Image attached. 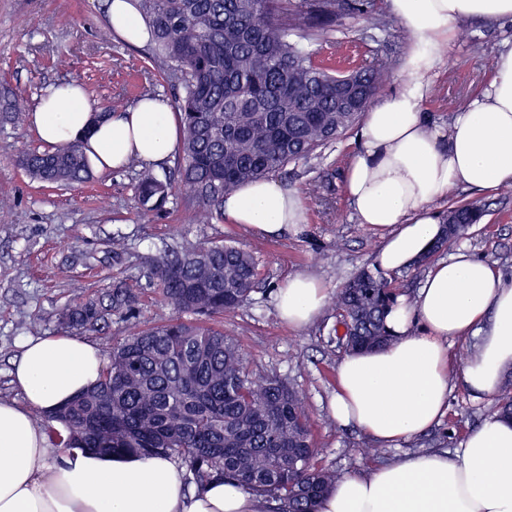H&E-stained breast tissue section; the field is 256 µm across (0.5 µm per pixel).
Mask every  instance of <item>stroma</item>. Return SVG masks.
<instances>
[{"label":"stroma","instance_id":"35a3bbf8","mask_svg":"<svg viewBox=\"0 0 512 512\" xmlns=\"http://www.w3.org/2000/svg\"><path fill=\"white\" fill-rule=\"evenodd\" d=\"M385 29L365 20L343 18L332 42L319 45L321 57L347 71L381 61L382 93L396 90L407 74L410 43L396 19L382 12ZM105 0H0V88L15 92L34 109L54 85L76 81L93 106L112 105L123 112L143 95L171 97V81L152 57L150 47L133 46L120 37L102 41L107 29ZM512 45V23L465 20L454 27L447 53L431 78L432 92L421 110L444 128L456 112L478 97L492 77L498 50ZM44 144L31 125L0 123V197L13 207L0 213V399L20 400L11 383L13 363L22 343L33 334L57 333L58 311L70 298L72 282L102 295L122 285L138 298L142 320L172 316L163 304L144 262L170 247L232 240L251 250L264 288L241 308L225 313V335L236 337L252 369L285 379L304 397L311 418L317 465L361 473L395 456L392 448L372 443L358 430L337 427L328 412L336 387V364L343 351L330 344L336 324L330 312L310 326L293 330L276 315L275 293L290 275L307 272L330 290H338L361 268L372 266L378 236L358 224L344 191V172L356 149L348 131L308 159L287 167L282 180L299 190L307 227L299 234L267 238L216 220L192 222L178 199L165 212L138 214L133 187L140 163L95 173L90 182L52 187L34 181L16 159ZM480 205L485 215L460 245L512 277V196L500 190L478 192L454 188L437 207L455 203ZM126 249L112 254L113 237ZM39 318V331L28 323ZM493 399H474L455 388L448 417L440 427L406 443L409 451L460 447L465 435L486 418Z\"/></svg>","mask_w":512,"mask_h":512}]
</instances>
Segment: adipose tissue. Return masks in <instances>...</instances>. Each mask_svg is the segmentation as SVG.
I'll return each mask as SVG.
<instances>
[{
  "mask_svg": "<svg viewBox=\"0 0 512 512\" xmlns=\"http://www.w3.org/2000/svg\"><path fill=\"white\" fill-rule=\"evenodd\" d=\"M387 9L411 39L407 77L366 113L344 176L359 224L379 236L374 266L386 275L413 268L430 251L443 229L434 204L453 188L512 185V48L495 57L488 87L447 130L420 110L454 24L512 21V0H387ZM106 15L128 42L148 41L131 0H106ZM30 120L50 146L78 143L100 172L168 161L181 129L168 102L148 98L96 120L75 81L52 86ZM224 220L277 237L300 232L305 215L299 192L266 176L225 197ZM330 295L318 278L294 274L276 292L277 315L288 327H306ZM385 327L387 346L338 361L330 411L337 425L395 448L446 419L454 385L478 398L497 394L512 367V280L457 249L431 266L416 298L394 299ZM474 331L479 341L451 380L448 344ZM103 366L96 346L72 335L24 344L12 371L23 401H0V512H268L264 497L233 481L185 492L164 455L50 447L33 410L52 413L94 387ZM315 512H512V420L486 418L455 453H406L345 475Z\"/></svg>",
  "mask_w": 512,
  "mask_h": 512,
  "instance_id": "obj_1",
  "label": "adipose tissue"
}]
</instances>
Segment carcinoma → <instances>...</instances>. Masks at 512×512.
I'll use <instances>...</instances> for the list:
<instances>
[{"label": "carcinoma", "instance_id": "obj_1", "mask_svg": "<svg viewBox=\"0 0 512 512\" xmlns=\"http://www.w3.org/2000/svg\"><path fill=\"white\" fill-rule=\"evenodd\" d=\"M136 9L155 57L179 83L174 101L182 117L178 184L150 167L138 173L134 198L145 212H162L178 186L191 218L211 223L224 216L225 194L331 144L381 90L377 68L338 74L318 64L313 49L350 15L382 28L375 0H136ZM23 116L12 91L0 90V117L18 126ZM18 165L59 186L93 177L75 143L26 151ZM483 216L474 203L448 208L444 236L419 265ZM147 267L175 315L142 325L128 289L94 296L73 287L59 326L101 332L114 313L135 323L103 348L96 386L35 420L70 451L174 456L197 491L236 481L275 502L271 512H312L342 472L313 463L303 398L286 380L249 370L237 340L210 325L250 302L259 285L254 254L232 241L211 242L150 256ZM392 299L387 278L361 270L333 299L343 333L329 342L348 351L387 343ZM493 413L512 418L511 379Z\"/></svg>", "mask_w": 512, "mask_h": 512}]
</instances>
